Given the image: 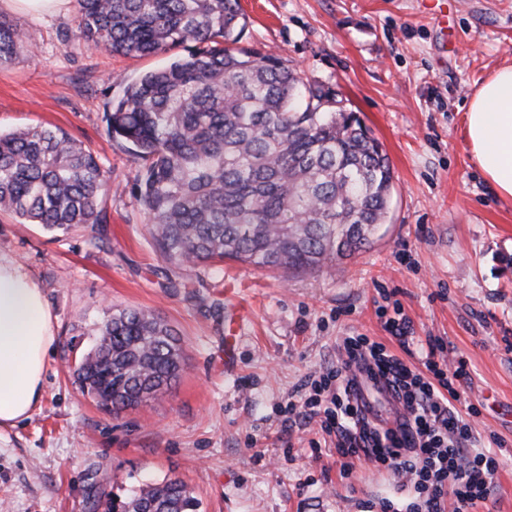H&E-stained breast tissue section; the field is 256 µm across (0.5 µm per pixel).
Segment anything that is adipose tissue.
<instances>
[{
  "instance_id": "ef3b65f1",
  "label": "adipose tissue",
  "mask_w": 512,
  "mask_h": 512,
  "mask_svg": "<svg viewBox=\"0 0 512 512\" xmlns=\"http://www.w3.org/2000/svg\"><path fill=\"white\" fill-rule=\"evenodd\" d=\"M471 157L484 178L512 199V64L495 70L465 112ZM55 340L49 304L37 283L0 254V429L29 418L43 395Z\"/></svg>"
}]
</instances>
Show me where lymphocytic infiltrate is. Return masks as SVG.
<instances>
[{
	"mask_svg": "<svg viewBox=\"0 0 512 512\" xmlns=\"http://www.w3.org/2000/svg\"><path fill=\"white\" fill-rule=\"evenodd\" d=\"M421 362L415 369L383 343L342 337L335 362L308 375L277 413L282 424L313 425L312 454L335 448L343 472L363 459L405 476L413 490L405 512H473L491 492L498 455L475 445L469 420L480 410L461 391L469 377L467 362L449 355L445 342L434 336L427 338ZM361 367L384 378L402 405L405 416L397 427L361 415L351 392Z\"/></svg>",
	"mask_w": 512,
	"mask_h": 512,
	"instance_id": "f902f5d3",
	"label": "lymphocytic infiltrate"
}]
</instances>
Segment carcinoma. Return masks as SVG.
Listing matches in <instances>:
<instances>
[{
  "label": "carcinoma",
  "instance_id": "1",
  "mask_svg": "<svg viewBox=\"0 0 512 512\" xmlns=\"http://www.w3.org/2000/svg\"><path fill=\"white\" fill-rule=\"evenodd\" d=\"M72 35L92 49L187 54L143 74L104 114L143 166L136 195L170 263L233 258L312 273L372 243L388 213L389 159L356 113L274 55L238 48V0H76ZM29 35L0 17V62ZM112 175L57 127L0 133V211L65 232L105 224ZM75 370L82 391L121 409L162 397L182 369L174 331L136 309L112 313ZM107 512H198L178 478Z\"/></svg>",
  "mask_w": 512,
  "mask_h": 512
}]
</instances>
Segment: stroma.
<instances>
[{"mask_svg":"<svg viewBox=\"0 0 512 512\" xmlns=\"http://www.w3.org/2000/svg\"><path fill=\"white\" fill-rule=\"evenodd\" d=\"M240 44L298 66L304 81L346 100L379 139L393 183L374 242L333 269L299 273L227 259L174 268L156 251L134 191L141 168L103 116L126 86L178 49L129 56L73 38L74 4L52 13L0 0V18L29 34L0 65V131H66L112 172L103 224L48 232L0 213V253L42 289L56 339L43 398L0 430V512H92L169 477L200 512H403L404 479L334 456L315 459L307 428L277 409L334 358L336 338L390 343L377 314L390 291L420 353L436 336L462 354L479 406L481 443L505 441L487 503L512 512V200L474 166L465 110L481 82L512 64V0H239ZM138 309L180 340L168 393L106 411L74 382L106 313Z\"/></svg>","mask_w":512,"mask_h":512,"instance_id":"stroma-1","label":"stroma"}]
</instances>
